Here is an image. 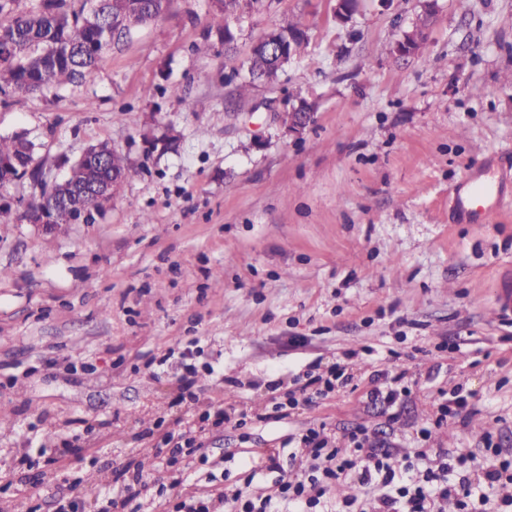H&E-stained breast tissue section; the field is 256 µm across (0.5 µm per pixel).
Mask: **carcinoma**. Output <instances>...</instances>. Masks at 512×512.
Here are the masks:
<instances>
[{"mask_svg": "<svg viewBox=\"0 0 512 512\" xmlns=\"http://www.w3.org/2000/svg\"><path fill=\"white\" fill-rule=\"evenodd\" d=\"M260 0H213L206 38L217 36L230 47L235 34L230 19L239 13L257 9ZM54 12H22L14 15L6 26H0V44H10L7 56L0 57V93L29 95L57 91L77 84L98 66L104 54L121 44L144 18L160 19L169 11L170 0H125L122 7L133 15L114 39L95 41L87 27L85 7L73 8L67 0H54ZM307 45V33L299 23L273 28L263 33L241 65L247 81L239 86V94H247L258 84L278 81L283 64L280 56H298ZM20 137L0 138V158L22 155ZM114 172L112 191L138 174L128 158L113 152L109 156Z\"/></svg>", "mask_w": 512, "mask_h": 512, "instance_id": "obj_1", "label": "carcinoma"}]
</instances>
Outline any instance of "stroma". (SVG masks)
Segmentation results:
<instances>
[{"label":"stroma","mask_w":512,"mask_h":512,"mask_svg":"<svg viewBox=\"0 0 512 512\" xmlns=\"http://www.w3.org/2000/svg\"><path fill=\"white\" fill-rule=\"evenodd\" d=\"M334 2L262 0L233 22V51L203 55L210 0H171L79 86L0 94V137L27 133L44 170L102 143L139 170L92 223L53 235L18 218L39 186L0 185V512H55L60 489L96 512L118 467L152 463L168 482L167 431H194L222 461L181 458L180 494L260 495L274 475L244 463L288 435L322 425L343 448L364 427L411 452L457 386L474 411L435 428L427 452H475L487 434L512 448V317L495 305L512 203L485 224L448 219L467 170L512 163V0H435L410 56L391 47L424 0H361L344 24ZM291 22L307 47L239 98L232 73L254 38ZM302 98L317 119L294 135L277 115ZM339 364L332 392L304 391ZM388 370L406 389L391 406L370 399Z\"/></svg>","instance_id":"obj_1"}]
</instances>
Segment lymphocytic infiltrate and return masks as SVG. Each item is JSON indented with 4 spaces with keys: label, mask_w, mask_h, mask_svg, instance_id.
Listing matches in <instances>:
<instances>
[{
    "label": "lymphocytic infiltrate",
    "mask_w": 512,
    "mask_h": 512,
    "mask_svg": "<svg viewBox=\"0 0 512 512\" xmlns=\"http://www.w3.org/2000/svg\"><path fill=\"white\" fill-rule=\"evenodd\" d=\"M289 460L305 454L306 467L285 472L278 457H270L268 471L276 479L265 496L252 498L246 488L229 493H202L178 502L175 512H214L224 501L229 512H329L327 497L336 482L353 478L355 490L343 505L353 512L362 497L377 501L376 512H445L444 501L454 499L457 512H483L492 494L512 507V457L503 456L493 443L485 445L486 464L481 475L471 476L474 456L458 449H437L402 454L393 448L375 447L365 432L351 433L347 452H340L324 431L310 429L288 438Z\"/></svg>",
    "instance_id": "f902f5d3"
}]
</instances>
